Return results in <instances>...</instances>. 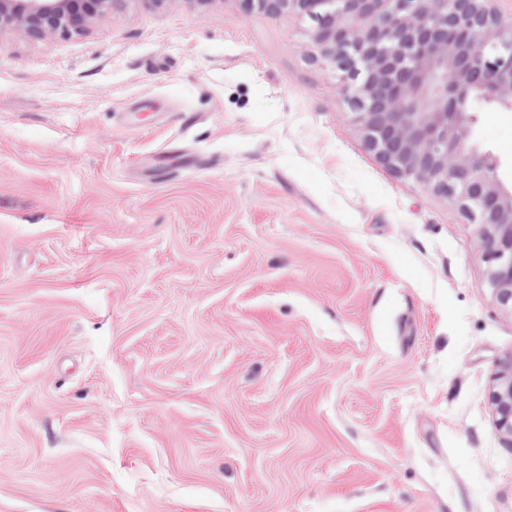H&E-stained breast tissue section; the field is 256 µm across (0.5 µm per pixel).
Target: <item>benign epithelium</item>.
Wrapping results in <instances>:
<instances>
[{
  "mask_svg": "<svg viewBox=\"0 0 512 512\" xmlns=\"http://www.w3.org/2000/svg\"><path fill=\"white\" fill-rule=\"evenodd\" d=\"M315 20L320 57L339 67L364 143L396 175L448 197L479 226L497 303L512 314V187L467 138L472 105L512 109V30L488 0H242ZM112 0H0L37 34L81 30ZM491 393L497 428L512 438V361Z\"/></svg>",
  "mask_w": 512,
  "mask_h": 512,
  "instance_id": "benign-epithelium-1",
  "label": "benign epithelium"
}]
</instances>
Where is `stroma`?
<instances>
[{"label": "stroma", "mask_w": 512, "mask_h": 512, "mask_svg": "<svg viewBox=\"0 0 512 512\" xmlns=\"http://www.w3.org/2000/svg\"><path fill=\"white\" fill-rule=\"evenodd\" d=\"M473 108L510 185L512 111ZM486 269L309 21L2 26L0 512H512Z\"/></svg>", "instance_id": "stroma-1"}]
</instances>
